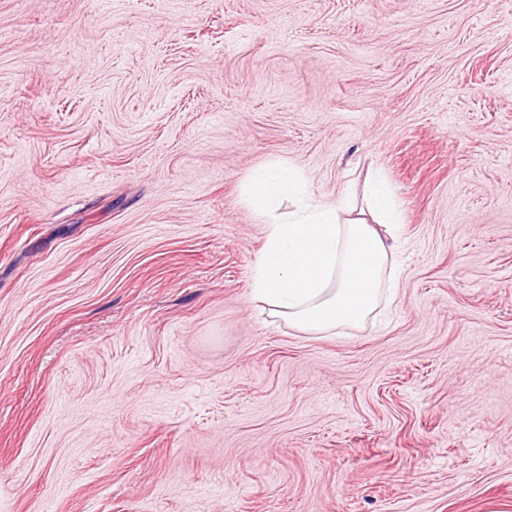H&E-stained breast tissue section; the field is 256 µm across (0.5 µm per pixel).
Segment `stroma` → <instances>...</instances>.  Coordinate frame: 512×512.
<instances>
[{"label": "stroma", "instance_id": "1", "mask_svg": "<svg viewBox=\"0 0 512 512\" xmlns=\"http://www.w3.org/2000/svg\"><path fill=\"white\" fill-rule=\"evenodd\" d=\"M268 164L387 183L362 326L255 301ZM0 512H512V0H0Z\"/></svg>", "mask_w": 512, "mask_h": 512}]
</instances>
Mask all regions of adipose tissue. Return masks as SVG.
Listing matches in <instances>:
<instances>
[{
    "instance_id": "1",
    "label": "adipose tissue",
    "mask_w": 512,
    "mask_h": 512,
    "mask_svg": "<svg viewBox=\"0 0 512 512\" xmlns=\"http://www.w3.org/2000/svg\"><path fill=\"white\" fill-rule=\"evenodd\" d=\"M297 176L277 165L250 186L253 208L265 216V251L256 265L255 296L298 328L326 332L362 325L391 279L385 234L399 224L386 190L373 191L376 218L340 220L339 203L321 201L296 213L270 215L274 195L293 192Z\"/></svg>"
}]
</instances>
